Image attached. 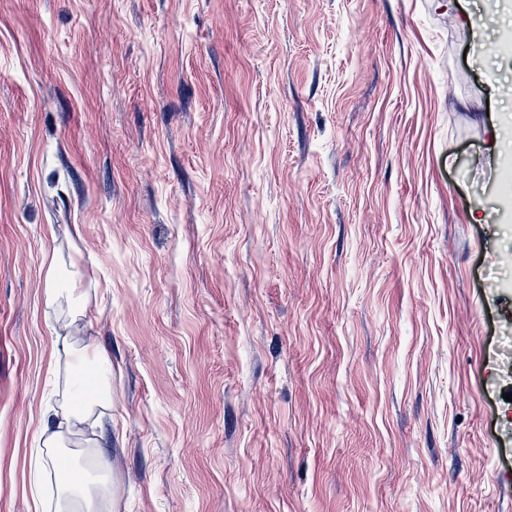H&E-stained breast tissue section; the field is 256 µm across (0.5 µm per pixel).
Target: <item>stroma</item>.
<instances>
[{
  "label": "stroma",
  "mask_w": 512,
  "mask_h": 512,
  "mask_svg": "<svg viewBox=\"0 0 512 512\" xmlns=\"http://www.w3.org/2000/svg\"><path fill=\"white\" fill-rule=\"evenodd\" d=\"M0 0V512L112 361L115 512H512V19ZM44 295L49 306L65 302L72 317L80 315L87 302V294L77 288L75 281L52 257L46 269Z\"/></svg>",
  "instance_id": "1"
}]
</instances>
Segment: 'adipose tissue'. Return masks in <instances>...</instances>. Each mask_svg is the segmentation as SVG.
Instances as JSON below:
<instances>
[{"instance_id": "ef3b65f1", "label": "adipose tissue", "mask_w": 512, "mask_h": 512, "mask_svg": "<svg viewBox=\"0 0 512 512\" xmlns=\"http://www.w3.org/2000/svg\"><path fill=\"white\" fill-rule=\"evenodd\" d=\"M48 305L66 304L71 315H80L87 294L60 266L50 259L45 274ZM58 353L70 358L65 391L50 406L42 426V446L32 474V491L52 489L57 512H100L102 502L112 499V465L105 453L96 452L94 431L112 407V363L96 345L75 346L68 336H56ZM94 449L90 461L94 472L77 474L74 462L84 449Z\"/></svg>"}]
</instances>
